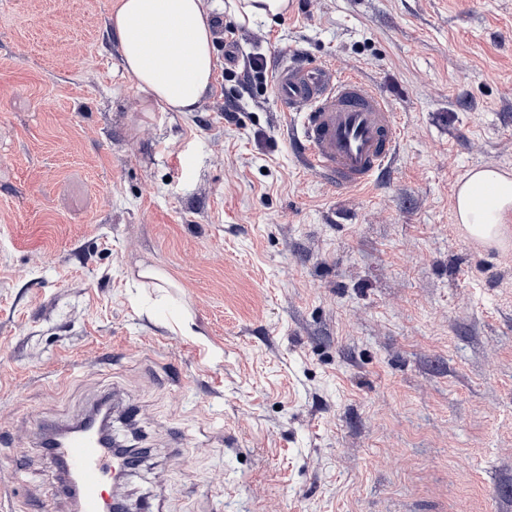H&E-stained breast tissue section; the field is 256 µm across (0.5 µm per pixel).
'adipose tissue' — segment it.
Listing matches in <instances>:
<instances>
[{
	"label": "adipose tissue",
	"mask_w": 512,
	"mask_h": 512,
	"mask_svg": "<svg viewBox=\"0 0 512 512\" xmlns=\"http://www.w3.org/2000/svg\"><path fill=\"white\" fill-rule=\"evenodd\" d=\"M212 5L207 0H119L106 24L126 72L167 112H194L216 69ZM512 175L469 172L454 203L465 235L487 247L512 243Z\"/></svg>",
	"instance_id": "adipose-tissue-1"
}]
</instances>
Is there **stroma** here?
Listing matches in <instances>:
<instances>
[{
	"label": "stroma",
	"instance_id": "1",
	"mask_svg": "<svg viewBox=\"0 0 512 512\" xmlns=\"http://www.w3.org/2000/svg\"><path fill=\"white\" fill-rule=\"evenodd\" d=\"M223 2L238 56L177 113L111 0H0V512H73L42 433L104 397L146 451L130 512H512V246L453 215L467 171L512 174V0ZM257 53L262 82L225 77ZM284 54L397 113L373 189L302 167ZM288 0H239L237 14L242 22L256 18H273L286 14Z\"/></svg>",
	"mask_w": 512,
	"mask_h": 512
}]
</instances>
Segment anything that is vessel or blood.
I'll use <instances>...</instances> for the list:
<instances>
[{
	"label": "vessel or blood",
	"instance_id": "b4317fda",
	"mask_svg": "<svg viewBox=\"0 0 512 512\" xmlns=\"http://www.w3.org/2000/svg\"><path fill=\"white\" fill-rule=\"evenodd\" d=\"M282 111L302 116L294 145L302 165L342 191L371 188L394 156L402 127L374 86L335 64L282 62L275 73ZM60 453L80 489V512H109V474L127 469L88 433L72 434Z\"/></svg>",
	"mask_w": 512,
	"mask_h": 512
}]
</instances>
